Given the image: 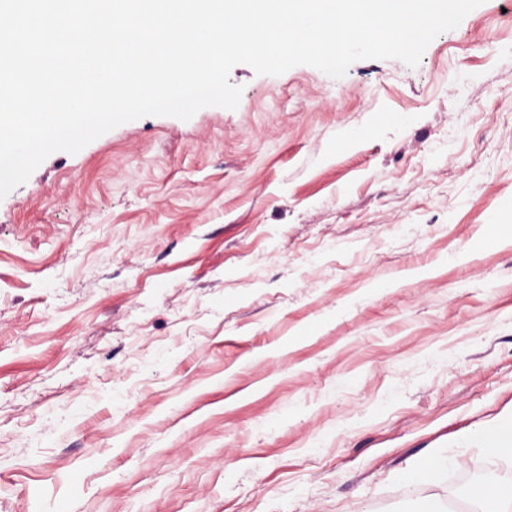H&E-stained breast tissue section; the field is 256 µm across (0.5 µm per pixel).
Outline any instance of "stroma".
<instances>
[{
	"mask_svg": "<svg viewBox=\"0 0 512 512\" xmlns=\"http://www.w3.org/2000/svg\"><path fill=\"white\" fill-rule=\"evenodd\" d=\"M230 81L0 199V512H421L497 468L459 438L512 422V0L414 68ZM405 478L410 483L426 482L440 486L448 482V464L440 460L421 464L408 470Z\"/></svg>",
	"mask_w": 512,
	"mask_h": 512,
	"instance_id": "stroma-1",
	"label": "stroma"
}]
</instances>
